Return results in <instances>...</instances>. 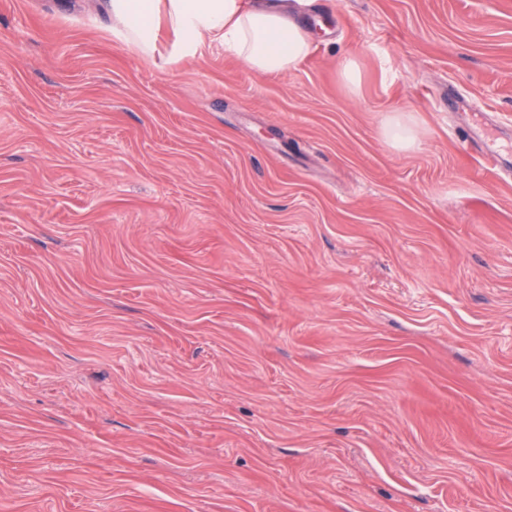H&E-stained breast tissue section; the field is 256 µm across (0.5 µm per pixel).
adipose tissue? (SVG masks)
Wrapping results in <instances>:
<instances>
[{
  "instance_id": "adipose-tissue-1",
  "label": "adipose tissue",
  "mask_w": 512,
  "mask_h": 512,
  "mask_svg": "<svg viewBox=\"0 0 512 512\" xmlns=\"http://www.w3.org/2000/svg\"><path fill=\"white\" fill-rule=\"evenodd\" d=\"M113 35L144 56L157 49L160 33L175 39L169 56L179 60L218 41L224 51L260 74L293 70L311 41L288 0H107Z\"/></svg>"
}]
</instances>
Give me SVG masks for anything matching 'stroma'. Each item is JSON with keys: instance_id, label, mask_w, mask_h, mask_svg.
Segmentation results:
<instances>
[{"instance_id": "stroma-1", "label": "stroma", "mask_w": 512, "mask_h": 512, "mask_svg": "<svg viewBox=\"0 0 512 512\" xmlns=\"http://www.w3.org/2000/svg\"><path fill=\"white\" fill-rule=\"evenodd\" d=\"M104 2L0 0V512H512V0L264 75Z\"/></svg>"}]
</instances>
